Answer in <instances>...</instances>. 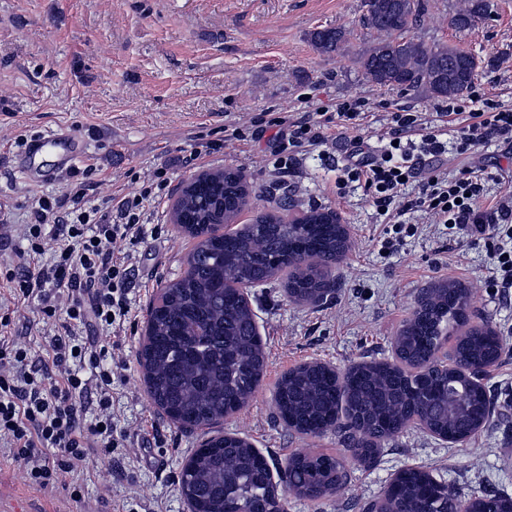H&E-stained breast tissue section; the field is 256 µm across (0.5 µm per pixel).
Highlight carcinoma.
<instances>
[{
    "label": "carcinoma",
    "instance_id": "carcinoma-1",
    "mask_svg": "<svg viewBox=\"0 0 512 512\" xmlns=\"http://www.w3.org/2000/svg\"><path fill=\"white\" fill-rule=\"evenodd\" d=\"M420 0H363L364 26L379 33L358 59L365 78L401 91L425 89L435 98L463 95L478 62L444 43L407 36L420 15ZM488 0H463L450 24L465 30L488 15ZM345 32L311 34L324 54L339 49ZM250 193L234 170L193 178L180 191L174 223L198 239L188 269L170 283L149 311L150 336L140 363L153 403L174 424H213L244 408L264 368L254 314L238 296L240 284H264L288 272V290L305 299L331 287L333 265L349 249L342 225L317 210L300 216L258 213L227 236H208L205 225L229 224L249 205ZM469 289L444 282L424 289L396 339L395 362H371L339 380L329 369L303 364L286 373L275 396L278 418L305 435L336 430L356 460L376 451V442L400 434L418 420L430 431L454 437L476 433L491 410L483 386L462 363L493 366L503 349L489 324L469 326ZM455 339L450 351L440 349ZM286 491L317 498L344 485L343 463L326 454L288 457ZM270 464L250 443L213 436L184 467L182 494L198 512H224L228 501L265 512L275 488ZM387 499L399 512H425L446 505L429 501L426 482L405 469L389 484Z\"/></svg>",
    "mask_w": 512,
    "mask_h": 512
}]
</instances>
